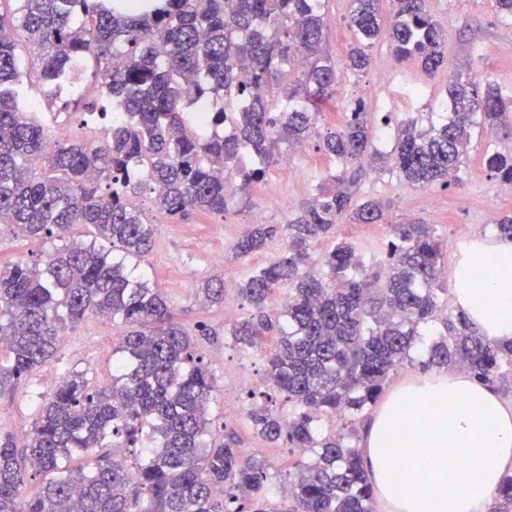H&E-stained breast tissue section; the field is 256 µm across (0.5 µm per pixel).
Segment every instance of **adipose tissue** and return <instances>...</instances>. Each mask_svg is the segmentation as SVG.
<instances>
[{"label":"adipose tissue","mask_w":512,"mask_h":512,"mask_svg":"<svg viewBox=\"0 0 512 512\" xmlns=\"http://www.w3.org/2000/svg\"><path fill=\"white\" fill-rule=\"evenodd\" d=\"M455 277V303L490 341L512 343V243L472 240ZM362 458L383 512H490L512 474V404L454 372L405 383L373 417Z\"/></svg>","instance_id":"ef3b65f1"}]
</instances>
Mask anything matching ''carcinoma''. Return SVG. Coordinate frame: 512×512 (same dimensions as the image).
I'll return each mask as SVG.
<instances>
[{
    "mask_svg": "<svg viewBox=\"0 0 512 512\" xmlns=\"http://www.w3.org/2000/svg\"><path fill=\"white\" fill-rule=\"evenodd\" d=\"M15 2L18 26L0 15V224L54 246L38 261L0 265V392L50 361L62 333L89 311L125 330L111 385L93 388L70 373L23 446L0 435V512H374L358 425L392 375L407 364L460 367L486 387L512 390V344L488 341L448 305L436 225L392 224L377 254L338 239L313 257L344 217H383L379 200L354 202L365 167L385 159L373 149L374 113L359 101L318 146L336 173L284 225L286 252L238 288L249 311L230 336L252 350L277 334L266 376L291 407L284 418L252 406L248 418L260 438L298 454L287 495L268 508L273 472L263 453H245L231 433L208 445L212 377L167 297L135 274L156 225L130 199L147 192L173 218L222 216L265 175L246 154L264 163L279 143L306 142L317 116L310 100L337 92L336 65L322 50L325 0ZM383 2L349 0L346 68L366 69L385 30L397 59L435 75L446 35L427 0H389L387 13ZM17 27L38 51L40 81L74 88L71 103L106 118L95 141H48L42 108L18 90L26 73ZM90 62L93 83L77 84ZM503 128L512 130V92L450 72L439 110L425 127L416 116L403 122L388 157L408 184L458 185L471 138ZM481 164L512 182L511 149L490 145ZM77 224L91 228L90 242L74 243ZM275 233L258 224L234 248L247 255ZM202 298L222 302L224 282L207 283ZM325 420L336 428L324 431ZM110 448L145 458L132 469L111 460ZM81 453L86 467L63 466ZM38 475L39 491L22 496ZM492 512H512V476Z\"/></svg>",
    "mask_w": 512,
    "mask_h": 512,
    "instance_id": "obj_1",
    "label": "carcinoma"
}]
</instances>
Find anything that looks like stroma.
<instances>
[{
    "mask_svg": "<svg viewBox=\"0 0 512 512\" xmlns=\"http://www.w3.org/2000/svg\"><path fill=\"white\" fill-rule=\"evenodd\" d=\"M428 9L447 34L446 70L426 78L418 63L395 62L387 36H380L370 49L371 63L362 73L345 68V57L353 41L346 17L349 0H327L326 43L324 50L335 62L340 76L335 101L323 105L316 132L304 154L289 156L287 146H278L266 163L265 176L250 191L249 200H237L227 214H198L180 221L161 212L149 194L135 197L157 232L151 252L140 270L152 285L161 288L171 302L175 319L191 337L197 353L203 356L215 389L208 416L215 439L235 433L243 448L262 449L275 470L288 466V447L264 446L251 428L247 411L263 402L271 388L266 381L264 351L244 353L225 331L247 310L238 293L239 281L252 270L280 256L286 249L284 235L277 234L266 244L245 256L237 255L234 243L253 226L255 213H262L265 224L287 223L295 209L310 200L333 164L318 149L323 136L341 127L339 111L358 96L378 101L389 112L393 125L409 115L427 112L442 98L448 68L470 69L479 83L492 82L503 91L512 90V28L497 18L493 0H428ZM393 74L387 81L377 75L384 67ZM427 82V99L413 102L404 88L408 80ZM495 140L488 133L473 139L461 185L428 192L409 185L389 171L367 172L358 188L359 198H374L385 206L380 224L344 221L337 226V237L359 245L377 246L383 242L388 225L420 220L436 225L441 249L442 276L453 279L456 262L472 240L473 225H482L483 236L502 216L512 214V184L492 178L480 158ZM436 204H429V197ZM191 271L183 279V271ZM224 283V301L200 305L197 294L205 283ZM121 323L90 313L75 328L61 336L53 360L37 368L12 391L0 394V434L9 432L24 438L48 399L66 374H84L89 384L102 387L112 382V350Z\"/></svg>",
    "mask_w": 512,
    "mask_h": 512,
    "instance_id": "stroma-1",
    "label": "stroma"
}]
</instances>
